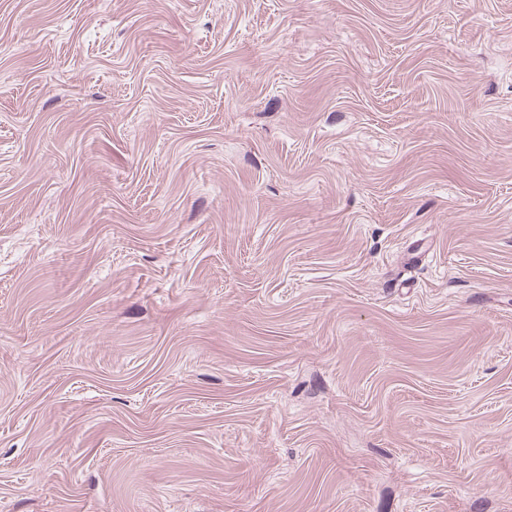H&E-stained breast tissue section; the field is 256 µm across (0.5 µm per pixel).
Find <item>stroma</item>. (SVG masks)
<instances>
[{
  "label": "stroma",
  "mask_w": 512,
  "mask_h": 512,
  "mask_svg": "<svg viewBox=\"0 0 512 512\" xmlns=\"http://www.w3.org/2000/svg\"><path fill=\"white\" fill-rule=\"evenodd\" d=\"M0 512H512V0H0Z\"/></svg>",
  "instance_id": "stroma-1"
}]
</instances>
